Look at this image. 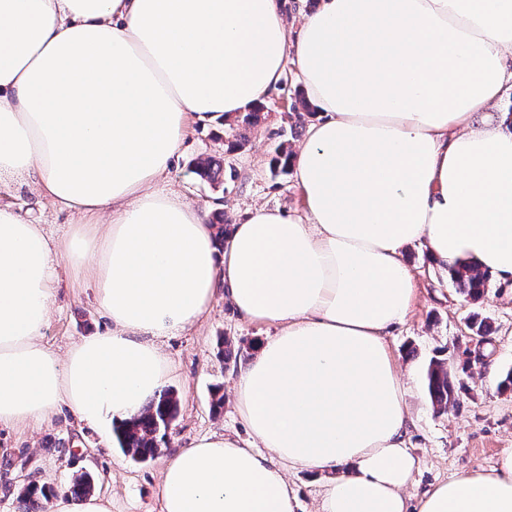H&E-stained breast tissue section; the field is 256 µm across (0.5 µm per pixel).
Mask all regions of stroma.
Masks as SVG:
<instances>
[{
    "label": "stroma",
    "mask_w": 512,
    "mask_h": 512,
    "mask_svg": "<svg viewBox=\"0 0 512 512\" xmlns=\"http://www.w3.org/2000/svg\"><path fill=\"white\" fill-rule=\"evenodd\" d=\"M310 121V116L295 117L291 108L270 99L259 123L250 129H242L234 119L193 125L163 187L200 208L222 200L230 224L240 222L257 203L301 212L295 175L272 173L269 162L281 132L290 130L289 145H300ZM241 133L246 136L243 146L228 151L227 138ZM210 156L223 157L224 183L209 184L195 174V163ZM0 202L26 211L53 239L67 237L72 229L69 212L37 197L23 179H13L1 190ZM404 257L415 273L417 291L404 323L387 342L410 379L413 426L408 447L420 461L411 492L418 497L439 481L490 470L512 448V390L499 389L486 377L487 365L499 373L512 367V283L495 281L484 300L473 305L455 292L444 271L431 265L423 246H406ZM58 271L60 281L43 341L63 353L80 339L107 332L110 323L96 305V289L88 275L64 262ZM475 312L487 317L493 328L494 353L488 364L472 363L459 405L436 413L424 390L423 366L433 357L464 362L472 347L465 323ZM268 333V327L242 319L220 298L196 328L161 339L169 363L164 387L175 393L179 410L167 445L154 459L132 460L117 446L111 426L81 423L65 407L46 424L0 426V512H19L18 492L29 480L46 479L61 490L72 475L85 471L93 476L96 493L110 498L112 512H161L158 480L169 456L215 432L243 434L233 396L238 367L225 364L224 350L236 349L241 361H248ZM217 389L224 396L218 414L211 408Z\"/></svg>",
    "instance_id": "1"
}]
</instances>
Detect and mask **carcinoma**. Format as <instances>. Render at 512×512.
Masks as SVG:
<instances>
[{
    "label": "carcinoma",
    "mask_w": 512,
    "mask_h": 512,
    "mask_svg": "<svg viewBox=\"0 0 512 512\" xmlns=\"http://www.w3.org/2000/svg\"><path fill=\"white\" fill-rule=\"evenodd\" d=\"M290 154L286 143L281 142L274 148L272 171L284 173L289 168ZM200 177L212 183L222 182L224 175L220 161L210 157L197 164ZM448 276L456 293L467 303L481 300L490 287L491 274L479 272L467 266L448 268ZM466 328L469 334L487 345L492 344L491 328L487 320L474 313L468 317ZM465 361L457 366L445 360L432 359L425 369V385L429 400L439 412H446L451 406L459 404L464 385L460 377L469 369ZM178 414V400L170 390H163L146 404L138 414L128 421L115 426L114 432L119 448L135 461L154 458L162 445L166 444L167 430L172 428ZM69 491L76 495H85L94 491L93 477L80 473L71 480ZM53 489L38 485L30 480L19 491L18 497L25 506V512H47Z\"/></svg>",
    "instance_id": "1"
}]
</instances>
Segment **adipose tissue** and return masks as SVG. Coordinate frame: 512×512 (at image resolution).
Returning <instances> with one entry per match:
<instances>
[{"label": "adipose tissue", "instance_id": "adipose-tissue-1", "mask_svg": "<svg viewBox=\"0 0 512 512\" xmlns=\"http://www.w3.org/2000/svg\"><path fill=\"white\" fill-rule=\"evenodd\" d=\"M319 118L290 157L301 214L248 210L217 243L161 190L192 124L264 104L287 67ZM512 0H0V179L70 210L62 241L0 206V425L67 406L99 425L159 394V339L223 294L272 328L235 378L250 435L168 458L162 512H512V451L406 497L413 424L386 337L415 298L406 245L512 281ZM110 321L45 345L59 261ZM289 479L294 483L298 491L297 512H316L319 485L314 478L306 472L291 470Z\"/></svg>", "mask_w": 512, "mask_h": 512}]
</instances>
